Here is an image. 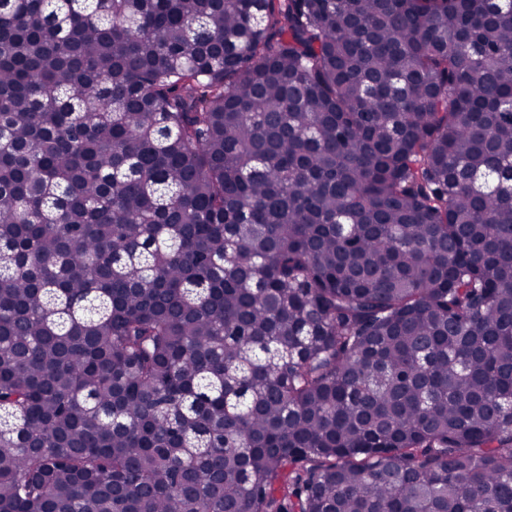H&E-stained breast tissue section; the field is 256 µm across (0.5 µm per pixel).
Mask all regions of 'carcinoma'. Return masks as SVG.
I'll return each mask as SVG.
<instances>
[{
    "instance_id": "carcinoma-1",
    "label": "carcinoma",
    "mask_w": 512,
    "mask_h": 512,
    "mask_svg": "<svg viewBox=\"0 0 512 512\" xmlns=\"http://www.w3.org/2000/svg\"><path fill=\"white\" fill-rule=\"evenodd\" d=\"M512 0H0V512H512Z\"/></svg>"
}]
</instances>
